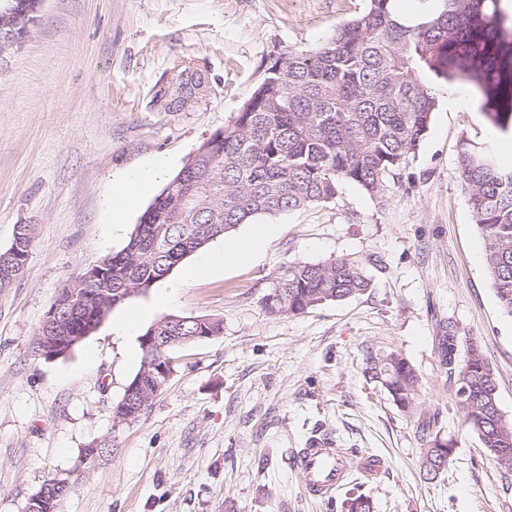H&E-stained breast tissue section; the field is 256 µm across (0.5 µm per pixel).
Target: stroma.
Here are the masks:
<instances>
[{
    "label": "stroma",
    "instance_id": "35a3bbf8",
    "mask_svg": "<svg viewBox=\"0 0 512 512\" xmlns=\"http://www.w3.org/2000/svg\"><path fill=\"white\" fill-rule=\"evenodd\" d=\"M366 0H44L20 47L0 57V251L34 227L27 262L0 288V512H26L56 476L72 488L60 512H340L313 500L295 457L313 436L383 459L352 477L374 512H512V473L489 458L448 389L436 336L477 342L512 420V316L487 274L462 187L461 138L490 130L467 88L434 81L438 107L398 184L372 196L341 184L330 202L239 225L265 227L258 254L195 280L174 269L113 308L66 357L32 342L62 283L126 243L164 187L156 182L120 231L103 209L112 183L146 160L174 176L232 124L285 47L310 50ZM202 73L183 92L178 67ZM358 261L363 293L298 316L264 299L281 267ZM221 321L220 335L178 350L176 372L139 422L114 409L141 367L115 323L131 310ZM396 352L419 370L416 415L364 374L367 353ZM453 445L424 475L418 419ZM111 437L95 464L83 448Z\"/></svg>",
    "mask_w": 512,
    "mask_h": 512
}]
</instances>
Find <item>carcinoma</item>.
<instances>
[{
    "instance_id": "carcinoma-1",
    "label": "carcinoma",
    "mask_w": 512,
    "mask_h": 512,
    "mask_svg": "<svg viewBox=\"0 0 512 512\" xmlns=\"http://www.w3.org/2000/svg\"><path fill=\"white\" fill-rule=\"evenodd\" d=\"M394 0H367L365 10L344 22L318 47L286 49L268 66L233 124L204 141L143 213L127 244L99 263L102 276L82 274L65 281L61 299L74 294L103 314L143 293L191 254L264 214L293 211L336 197L339 183H354L382 195L426 136L437 97L427 76L448 87L468 86L492 127L512 131V22L502 0H436L420 21L400 22ZM179 86L201 89L199 72L177 75ZM462 187L483 240L487 273L499 304L512 315V169L496 165L491 149L460 140ZM32 228L17 227L14 256L0 252V269L18 265L29 253ZM370 282L348 258L295 263L283 268L265 307L274 315L297 316L328 301L358 295ZM88 311L72 303L58 312L59 324L85 332ZM219 334L222 325L176 316L154 332L163 348H143V362L177 359L179 347L194 342L200 329ZM57 334L41 326L33 352L47 354ZM464 423L502 468L512 471V421L497 399V378L480 348L471 343L458 358L457 336L444 325L438 336ZM365 372L404 412L415 413L420 374L406 358H367ZM162 377L144 378L143 394L155 399ZM422 422V459L428 475L444 469L448 443ZM342 512H373L367 496L345 493Z\"/></svg>"
}]
</instances>
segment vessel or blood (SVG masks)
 I'll return each instance as SVG.
<instances>
[{"mask_svg":"<svg viewBox=\"0 0 512 512\" xmlns=\"http://www.w3.org/2000/svg\"><path fill=\"white\" fill-rule=\"evenodd\" d=\"M348 451L328 436L311 439L296 457V469L306 494L316 500L331 498L344 483L353 465ZM368 473L379 472L383 463L368 458L358 463Z\"/></svg>","mask_w":512,"mask_h":512,"instance_id":"obj_1","label":"vessel or blood"}]
</instances>
